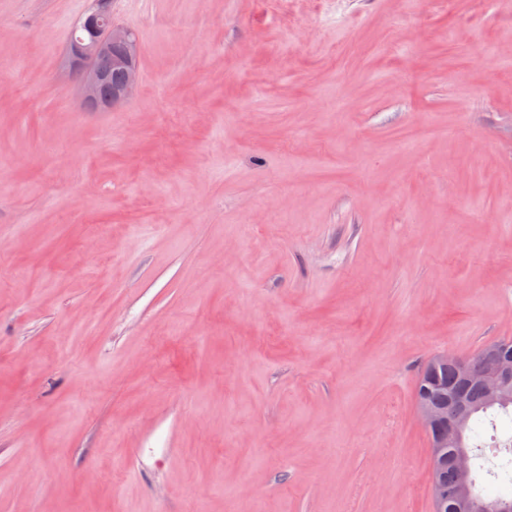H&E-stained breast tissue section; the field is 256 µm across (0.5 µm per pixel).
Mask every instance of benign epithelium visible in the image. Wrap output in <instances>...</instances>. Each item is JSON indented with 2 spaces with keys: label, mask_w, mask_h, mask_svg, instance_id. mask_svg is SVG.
<instances>
[{
  "label": "benign epithelium",
  "mask_w": 512,
  "mask_h": 512,
  "mask_svg": "<svg viewBox=\"0 0 512 512\" xmlns=\"http://www.w3.org/2000/svg\"><path fill=\"white\" fill-rule=\"evenodd\" d=\"M76 35L70 38L68 63L78 83L84 103L91 109H114L129 104L139 89L137 58L139 38L131 29L117 24L112 19L111 6L91 0L76 28ZM123 73L121 85L112 89L107 96L101 89L107 85L112 70ZM503 345L485 350L477 361L441 353L430 359L429 373L441 365H450L457 375L475 384L489 404L505 402L512 397V359L504 354ZM417 416L423 429L431 432L439 426L448 427V436H439L430 441L433 469L440 470L446 462V448H458L455 454L457 482L453 487L435 480L432 493L439 508L455 502V512H512V500L472 498L468 475L469 454L462 449V429L471 414V407L461 398L448 400L439 406L427 395L416 401Z\"/></svg>",
  "instance_id": "obj_1"
}]
</instances>
